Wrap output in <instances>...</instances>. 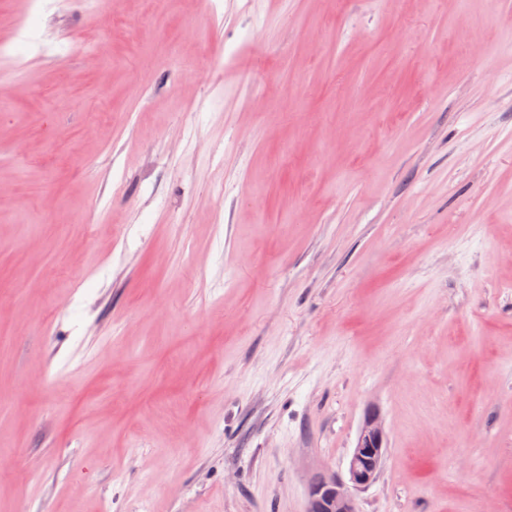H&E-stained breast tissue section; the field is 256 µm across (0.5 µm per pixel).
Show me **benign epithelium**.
I'll use <instances>...</instances> for the list:
<instances>
[{
	"label": "benign epithelium",
	"instance_id": "1",
	"mask_svg": "<svg viewBox=\"0 0 512 512\" xmlns=\"http://www.w3.org/2000/svg\"><path fill=\"white\" fill-rule=\"evenodd\" d=\"M387 447V434L378 412L369 413L351 451L347 478L334 473L318 475L308 491L306 512H359L354 492L378 478Z\"/></svg>",
	"mask_w": 512,
	"mask_h": 512
}]
</instances>
